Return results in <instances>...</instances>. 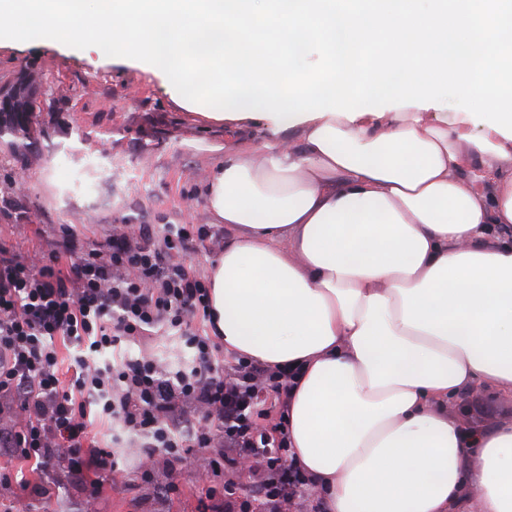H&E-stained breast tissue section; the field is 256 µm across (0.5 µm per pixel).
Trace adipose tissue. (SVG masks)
<instances>
[{"label": "adipose tissue", "mask_w": 512, "mask_h": 512, "mask_svg": "<svg viewBox=\"0 0 512 512\" xmlns=\"http://www.w3.org/2000/svg\"><path fill=\"white\" fill-rule=\"evenodd\" d=\"M0 33L102 41L236 130L213 318L294 374L327 512H512V417L448 413L512 396V0H0ZM460 406L470 409L469 414L461 416L465 424L481 425L503 415H512V399L499 394L492 387H484L474 394L464 393L448 401L450 410L456 411Z\"/></svg>", "instance_id": "ef3b65f1"}]
</instances>
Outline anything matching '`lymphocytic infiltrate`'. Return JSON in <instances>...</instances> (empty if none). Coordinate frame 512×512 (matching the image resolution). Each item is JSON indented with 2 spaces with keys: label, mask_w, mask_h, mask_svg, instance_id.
Instances as JSON below:
<instances>
[{
  "label": "lymphocytic infiltrate",
  "mask_w": 512,
  "mask_h": 512,
  "mask_svg": "<svg viewBox=\"0 0 512 512\" xmlns=\"http://www.w3.org/2000/svg\"><path fill=\"white\" fill-rule=\"evenodd\" d=\"M219 245L209 225L116 224L104 244L61 269L58 254L28 262L0 247V398L16 395L24 425L0 438L37 470L63 451L73 469L112 473L121 445L140 455L181 462L202 450L211 469L250 458L267 512H318L312 489L285 440V419L271 420L292 374L237 357L201 334L211 320L209 282L185 256L196 244ZM176 331L194 355L169 369L152 354L106 360L151 330ZM72 345L74 374L59 378L57 341ZM120 431L108 446L92 436V406ZM193 416H182L183 406Z\"/></svg>",
  "instance_id": "obj_1"
}]
</instances>
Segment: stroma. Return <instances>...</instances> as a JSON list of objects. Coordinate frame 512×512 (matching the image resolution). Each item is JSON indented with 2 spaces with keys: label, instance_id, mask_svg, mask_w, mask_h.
<instances>
[{
  "label": "stroma",
  "instance_id": "1",
  "mask_svg": "<svg viewBox=\"0 0 512 512\" xmlns=\"http://www.w3.org/2000/svg\"><path fill=\"white\" fill-rule=\"evenodd\" d=\"M23 74L36 79L45 107L33 139L0 138V246L30 259L50 254L66 227L88 247L116 224L210 223L204 187L224 159V126L204 119L208 102L185 111L152 71L88 45L1 42L0 85ZM448 407L467 408V424L512 415V399L490 387ZM117 454L108 479L73 474L62 457L40 473L0 452V512H211L208 491L224 484L192 457L169 466L140 463L133 448ZM39 483L50 497L33 492Z\"/></svg>",
  "mask_w": 512,
  "mask_h": 512
}]
</instances>
